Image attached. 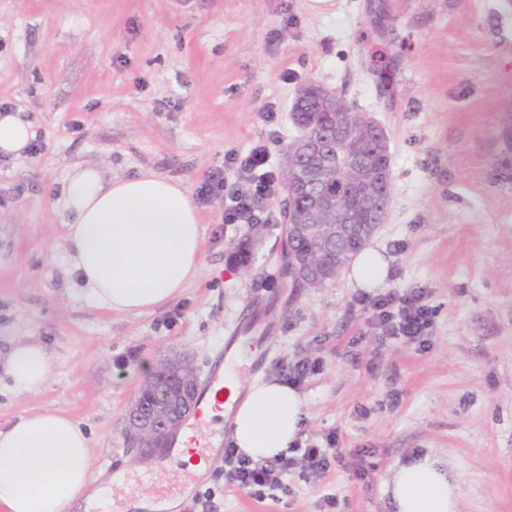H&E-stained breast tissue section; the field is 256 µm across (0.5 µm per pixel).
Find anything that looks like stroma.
Here are the masks:
<instances>
[{"label": "stroma", "mask_w": 512, "mask_h": 512, "mask_svg": "<svg viewBox=\"0 0 512 512\" xmlns=\"http://www.w3.org/2000/svg\"><path fill=\"white\" fill-rule=\"evenodd\" d=\"M311 80L388 136L391 199L368 245L389 275L370 293L426 288L429 349L379 343L348 274L289 287L278 195L248 269L227 260L246 230L217 197L198 205V280L144 314L91 303L65 240L71 167L150 170L195 196L256 145L281 166ZM0 104L24 112L38 145L0 157V346L54 357L37 393L0 373L1 428L43 408L81 421L97 486L127 473L117 512L181 477L126 445L141 364L181 353L203 379L238 343L246 386L278 378L281 359H320L300 390V443L334 437L358 454L319 477L292 469L260 500L216 469L192 488L214 512H394L393 467L426 454L459 473L458 512H512V179L495 174L512 157V0H0Z\"/></svg>", "instance_id": "obj_1"}]
</instances>
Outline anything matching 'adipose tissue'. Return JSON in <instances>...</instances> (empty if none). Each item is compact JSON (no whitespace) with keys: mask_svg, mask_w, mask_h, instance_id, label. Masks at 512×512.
I'll return each mask as SVG.
<instances>
[{"mask_svg":"<svg viewBox=\"0 0 512 512\" xmlns=\"http://www.w3.org/2000/svg\"><path fill=\"white\" fill-rule=\"evenodd\" d=\"M37 133L21 113L0 114V156L18 157ZM63 204L74 219L66 239L91 301L141 314L173 299L203 272L204 227L178 181L151 172L105 178L75 168ZM12 389L42 390L53 357L38 342L10 345L4 365ZM228 361L222 416L231 443L252 460L280 456L294 444L308 413L300 393L269 380L241 387ZM458 474L431 456L398 465L391 477L396 512H457ZM91 478V438L81 422L55 410L18 416L0 429V507L5 512H67L102 507Z\"/></svg>","mask_w":512,"mask_h":512,"instance_id":"adipose-tissue-1","label":"adipose tissue"}]
</instances>
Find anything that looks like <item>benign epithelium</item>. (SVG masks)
I'll list each match as a JSON object with an SVG mask.
<instances>
[{"instance_id": "7a95c632", "label": "benign epithelium", "mask_w": 512, "mask_h": 512, "mask_svg": "<svg viewBox=\"0 0 512 512\" xmlns=\"http://www.w3.org/2000/svg\"><path fill=\"white\" fill-rule=\"evenodd\" d=\"M318 108L323 112L336 113V141L330 146L319 135L301 125L300 136L293 141L288 150V168L285 171L287 189L296 187L301 180L317 179L319 174L311 173L304 167L309 154L324 158V165L331 161L342 145L355 136V127L348 116V106L342 102L337 90L324 85L319 86ZM363 127L374 132L371 148L382 154L389 153V142L385 130L371 116L364 115ZM358 192L361 207L369 212L381 213V200L390 183V171H375L352 157L346 166ZM313 216L305 224L293 219L288 206L281 207L284 223L293 228V233L315 238L336 241L340 248L336 250V267L345 266L352 258L345 244L357 233H374L383 219L363 229L348 217V204L339 195H332L317 188L313 204ZM170 373L177 374L181 383L172 385L166 381ZM149 379L154 383L151 401L144 404L133 402L127 413L126 443L136 450L138 459L156 457L162 452V445L170 441L181 428L190 412L197 385L196 370L190 360L184 356H166L162 358Z\"/></svg>"}]
</instances>
